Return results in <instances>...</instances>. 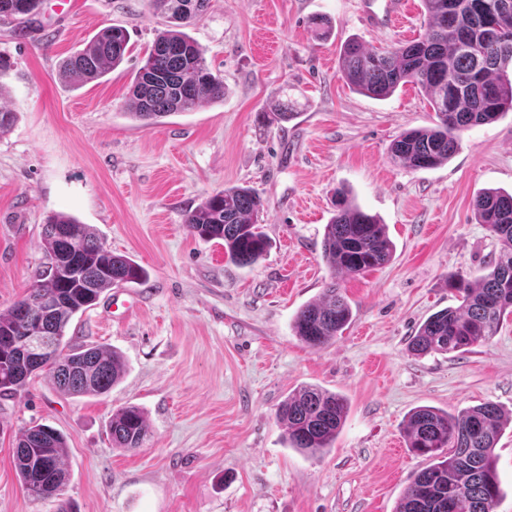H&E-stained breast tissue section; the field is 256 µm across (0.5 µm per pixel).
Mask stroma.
Here are the masks:
<instances>
[{"label":"stroma","instance_id":"stroma-1","mask_svg":"<svg viewBox=\"0 0 512 512\" xmlns=\"http://www.w3.org/2000/svg\"><path fill=\"white\" fill-rule=\"evenodd\" d=\"M356 2L210 0L188 33L223 77L224 99L151 126L126 106L164 24L148 0H42L27 25L0 18L10 66L0 100L17 114L0 136V311L44 270L43 225L56 212L146 271L120 296L104 291L68 330L71 345L123 355L109 395L67 396L40 374L0 396V512H57L59 500L30 498L14 468L15 437L35 424L67 440L61 500L75 512H394L425 465L403 433L412 409L512 411V319L464 354L407 349L421 321L454 305L449 283L486 273L498 253L472 200L512 192V112L464 131L442 166L392 164L396 136L434 113L411 84L383 100L354 92L338 77L339 50L353 36L373 48L417 39L423 8L408 0L402 28L371 31ZM113 24L130 34L123 62L83 85L62 79L60 62ZM283 102L295 118L269 122ZM233 185L264 201L269 248L250 266L183 226ZM340 190L386 224L396 251L345 279L354 319L314 350L292 321L330 278L321 241ZM303 385L347 401L335 442L314 458L288 448L276 419ZM128 404L148 423L134 451L110 434L113 411Z\"/></svg>","mask_w":512,"mask_h":512}]
</instances>
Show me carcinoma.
Instances as JSON below:
<instances>
[{"instance_id": "carcinoma-1", "label": "carcinoma", "mask_w": 512, "mask_h": 512, "mask_svg": "<svg viewBox=\"0 0 512 512\" xmlns=\"http://www.w3.org/2000/svg\"><path fill=\"white\" fill-rule=\"evenodd\" d=\"M479 0H422L426 32L416 40L382 49L349 38L340 47L338 73L357 92L374 99L390 97L413 84L428 99L435 119L428 128L406 130L390 147L393 164L412 170L433 169L455 154L463 131L491 124L512 110V0H488L490 14L476 10ZM208 0H150L169 19L158 31L144 65L131 84L129 115L147 125L204 101L224 100V78L206 63L204 50L185 32L199 21ZM41 0H0V17L30 18ZM504 36L487 37L488 28ZM129 43L127 30L110 26L85 48L62 62L61 76L90 82L119 65ZM477 223L499 242L489 271L473 281L451 285L459 305L431 314L412 337L416 355L466 353L490 341L512 316V193L485 189L472 202ZM264 210L249 186L226 188L187 212V232L203 240L224 241L230 260L248 266L267 251L269 241L257 224ZM66 230V239L55 228ZM46 270L18 303L0 312V395L15 393L45 373L61 393L106 396L125 371L120 353L106 346L69 345L67 331L75 315L92 307L118 283H135L145 269L130 257L108 249L89 224L71 215L49 216L44 224ZM322 258L330 282L294 316L292 330L301 342L320 349L350 326L353 313L339 281L387 264L394 245L386 225L341 195L337 213L324 227ZM47 302L34 311L54 347L38 366L13 347L12 339L29 327L17 304ZM344 397L314 385L303 386L280 403L277 420L288 447L316 457L332 447L344 421ZM506 417L490 402L454 414L435 407L413 409L405 424L407 446L427 464L404 489L394 512H494L501 494L494 449ZM148 432L142 409L126 405L112 413V447L133 451ZM66 439L48 425L28 427L16 436L14 466L22 487L35 500L60 498L69 480Z\"/></svg>"}]
</instances>
